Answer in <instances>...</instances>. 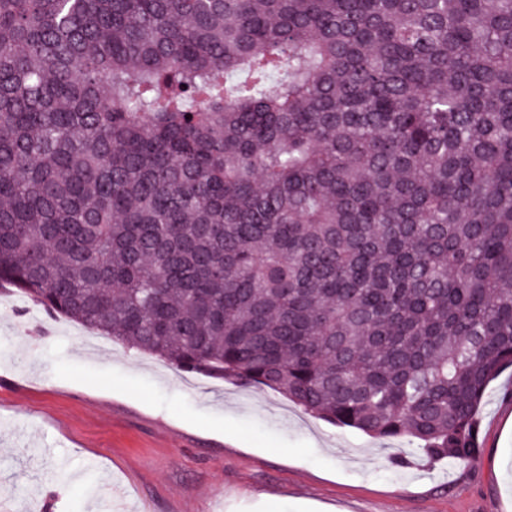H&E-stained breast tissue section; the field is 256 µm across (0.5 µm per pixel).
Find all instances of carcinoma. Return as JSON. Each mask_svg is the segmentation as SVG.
I'll return each instance as SVG.
<instances>
[{"instance_id":"obj_1","label":"carcinoma","mask_w":512,"mask_h":512,"mask_svg":"<svg viewBox=\"0 0 512 512\" xmlns=\"http://www.w3.org/2000/svg\"><path fill=\"white\" fill-rule=\"evenodd\" d=\"M1 284L470 463L512 366V0H0Z\"/></svg>"}]
</instances>
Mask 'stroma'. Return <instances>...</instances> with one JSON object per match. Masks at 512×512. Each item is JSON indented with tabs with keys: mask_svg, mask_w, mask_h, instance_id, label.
<instances>
[{
	"mask_svg": "<svg viewBox=\"0 0 512 512\" xmlns=\"http://www.w3.org/2000/svg\"><path fill=\"white\" fill-rule=\"evenodd\" d=\"M476 422L473 464L433 459L0 287V512H512V367Z\"/></svg>",
	"mask_w": 512,
	"mask_h": 512,
	"instance_id": "35a3bbf8",
	"label": "stroma"
}]
</instances>
